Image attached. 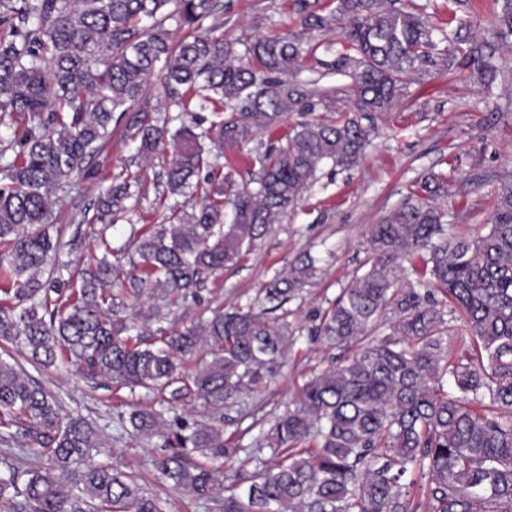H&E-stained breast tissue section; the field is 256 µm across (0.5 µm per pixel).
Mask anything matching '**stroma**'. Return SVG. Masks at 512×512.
<instances>
[{"label": "stroma", "instance_id": "1", "mask_svg": "<svg viewBox=\"0 0 512 512\" xmlns=\"http://www.w3.org/2000/svg\"><path fill=\"white\" fill-rule=\"evenodd\" d=\"M217 36L243 49L253 37L297 30L294 0H223ZM503 77L485 91L470 72L428 68L411 77L393 109L377 118L378 134L357 166L341 170L323 164L299 206L270 225L267 234L234 268L209 283L206 303L224 308L246 305L273 277L285 275L300 258L317 260V271L288 305V320L297 330L285 367L265 390L243 395L224 410L225 478L255 475L260 465L247 458L272 414L298 395L310 375L336 356L334 348L309 342L310 315L327 307L342 288L364 270L367 238L373 224L400 205L424 174H441L436 203L447 214L452 232L467 236L486 233L500 183L512 176V46L499 48ZM291 114L277 127L225 151L217 161L221 175L237 185L253 184L257 159L284 141L299 121ZM110 161L99 181L65 190V206L57 215L64 239L75 230L70 216L98 194L100 181L127 171L142 178L145 197L131 221H118L108 232L113 247L129 244L132 230L161 221L165 212L157 198L158 166H146L133 144L113 137ZM30 376L56 393L70 410L80 412L102 434L106 456L127 472L138 474L150 491L166 502V512H216L206 504L158 483L152 443L124 432L116 421L127 404L144 399L143 391L126 388L94 390L80 378L28 367Z\"/></svg>", "mask_w": 512, "mask_h": 512}]
</instances>
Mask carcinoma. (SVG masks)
Returning <instances> with one entry per match:
<instances>
[{
    "mask_svg": "<svg viewBox=\"0 0 512 512\" xmlns=\"http://www.w3.org/2000/svg\"><path fill=\"white\" fill-rule=\"evenodd\" d=\"M444 33L448 66L471 69L488 89L499 76L497 46L512 40V0H501L491 39L467 32L473 0H453ZM220 0H0V119L15 125L0 148V507L3 512H165V502L105 454L97 427L63 408L29 376L75 368L94 390L127 387L168 394L160 409L140 403L121 426L155 440L157 479L196 499L224 497V512H512V181L499 188L487 233L448 231L432 204L438 177L420 183L373 225L366 270L314 314L309 340L359 347L308 379L294 406L274 416L261 444L270 462L224 491L221 409L258 391L293 344L287 313L276 311L311 279L308 259L276 277L247 308L210 305L188 325L152 327L127 313L128 300L170 306L191 300L236 265L312 185L326 162L354 167L414 73L437 43L404 0H336L323 14L297 0L302 32L260 35L244 53L204 22ZM175 20L187 35L166 36ZM342 29L345 51L320 62L350 78L347 114L303 120L258 158V187L214 176L204 140L239 145L294 112H339L336 92L291 78L319 45L303 34ZM171 120L137 118L119 127L153 76ZM211 111L209 128L200 113ZM370 120L365 125L362 119ZM137 143L147 164L163 157V197H182L159 224L141 229L123 279L105 231L134 196L118 174L71 217L99 224L105 253L85 267L63 262L60 192L97 178L114 133ZM208 173H203V170ZM412 262L415 278L402 276ZM459 324H448V313ZM389 320L376 339L372 323ZM454 334L463 353L448 351ZM453 380L456 392L445 390ZM212 409L198 420L179 405ZM426 479L415 500L408 473Z\"/></svg>",
    "mask_w": 512,
    "mask_h": 512,
    "instance_id": "cac0c4a2",
    "label": "carcinoma"
}]
</instances>
